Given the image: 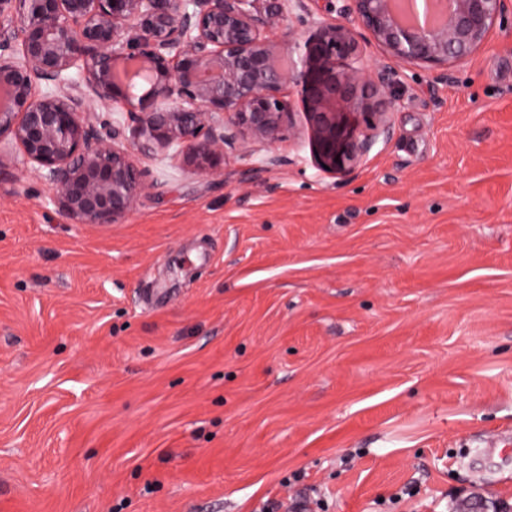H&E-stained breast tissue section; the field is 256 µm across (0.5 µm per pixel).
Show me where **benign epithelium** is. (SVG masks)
I'll list each match as a JSON object with an SVG mask.
<instances>
[{
	"label": "benign epithelium",
	"mask_w": 512,
	"mask_h": 512,
	"mask_svg": "<svg viewBox=\"0 0 512 512\" xmlns=\"http://www.w3.org/2000/svg\"><path fill=\"white\" fill-rule=\"evenodd\" d=\"M0 0V141L43 178L56 211L76 224H117L148 172L119 142L121 127L89 119L92 101L126 106L133 140L224 172L226 146L271 144L292 122L284 95L299 88L320 169L341 175L387 128V110L358 91L352 32L323 23L298 46L268 33L304 0ZM375 43L406 63L465 66L512 0H346ZM77 70L79 78L71 75ZM52 85L46 92L40 83Z\"/></svg>",
	"instance_id": "obj_1"
}]
</instances>
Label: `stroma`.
<instances>
[{
    "label": "stroma",
    "mask_w": 512,
    "mask_h": 512,
    "mask_svg": "<svg viewBox=\"0 0 512 512\" xmlns=\"http://www.w3.org/2000/svg\"><path fill=\"white\" fill-rule=\"evenodd\" d=\"M388 131L322 171L301 100L210 176L138 149L149 188L75 224L0 171V512L512 507V12L466 67L401 62Z\"/></svg>",
    "instance_id": "obj_1"
}]
</instances>
